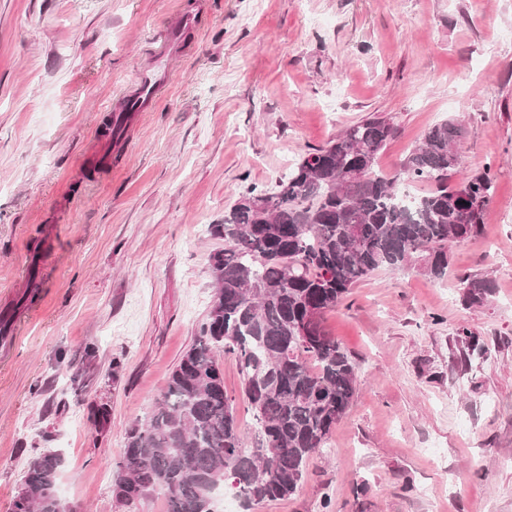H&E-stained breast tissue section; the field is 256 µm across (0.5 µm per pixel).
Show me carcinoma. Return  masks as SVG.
Wrapping results in <instances>:
<instances>
[{"mask_svg":"<svg viewBox=\"0 0 512 512\" xmlns=\"http://www.w3.org/2000/svg\"><path fill=\"white\" fill-rule=\"evenodd\" d=\"M393 133L384 117L361 120L299 159L274 189L244 187L224 223L211 226L224 239L212 257L215 301L165 392L126 432L113 480L120 505L162 496L167 512H215L228 478L250 504L297 492L357 391V364L325 329V314L380 268L417 259L444 277L448 241L484 231L496 176L461 172L462 128L433 125L386 175L377 160ZM406 181L433 189L405 204L397 185ZM464 283L472 303L491 288L486 279ZM219 352L235 358L253 412L247 435ZM62 466L55 453L36 456L11 512H58Z\"/></svg>","mask_w":512,"mask_h":512,"instance_id":"1","label":"carcinoma"}]
</instances>
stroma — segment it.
I'll use <instances>...</instances> for the list:
<instances>
[{"mask_svg": "<svg viewBox=\"0 0 512 512\" xmlns=\"http://www.w3.org/2000/svg\"><path fill=\"white\" fill-rule=\"evenodd\" d=\"M175 29L152 110L105 148ZM372 115L396 128L389 175L463 126L467 171L498 173L485 229L449 242L447 277L382 268L326 313L357 394L295 495L250 512H512V0H0V512L47 450L63 500L127 512L126 431L215 299L209 225Z\"/></svg>", "mask_w": 512, "mask_h": 512, "instance_id": "1", "label": "stroma"}]
</instances>
